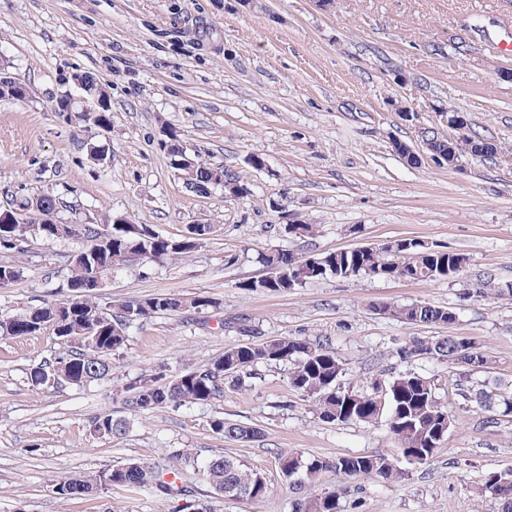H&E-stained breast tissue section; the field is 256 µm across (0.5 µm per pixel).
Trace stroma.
<instances>
[{
    "label": "stroma",
    "instance_id": "obj_1",
    "mask_svg": "<svg viewBox=\"0 0 512 512\" xmlns=\"http://www.w3.org/2000/svg\"><path fill=\"white\" fill-rule=\"evenodd\" d=\"M512 0H0V55L29 86L25 101L0 100V210L38 194L59 198L62 218L124 216L175 236L209 221L214 230L186 261L137 262L109 276L107 302L147 295L203 294L202 310L166 312L133 324L112 358L109 380L39 387L30 373L65 351L51 331L0 336V512H293L295 502L333 490L327 472L297 484L278 466L283 452L332 459L389 453L385 420L323 423L295 393L290 363L261 365L223 398L131 412L123 386L161 372L173 377L225 349L303 336L345 360L342 383L364 387L408 370L435 379L453 418L434 456L400 483L367 475L350 482L343 512H499L479 493L488 473L512 470V414L486 413L457 388L512 391V67L491 46ZM89 72L111 98L99 131L54 112L52 101ZM406 78L397 84L396 75ZM495 141L492 156L463 155L451 167L408 165L394 141L422 144L424 130L451 136L448 110ZM175 131L198 161L223 166L249 194L186 189L165 148ZM97 145L103 160L90 158ZM261 155L262 168L249 163ZM313 224L296 237L290 216ZM397 238L464 253L465 269L434 282L328 275L285 292L248 291L262 256H308ZM78 240L35 241L22 277L0 288V315L68 299V259ZM450 308V325L408 326L375 314L376 302ZM476 339L489 362L459 368L400 360L415 336ZM127 420L125 435L97 438L94 417ZM223 417L261 429L249 443L225 440ZM224 455L260 472L267 495L214 494L207 463ZM137 460L173 471L190 495L160 498L115 487L60 498L56 482Z\"/></svg>",
    "mask_w": 512,
    "mask_h": 512
}]
</instances>
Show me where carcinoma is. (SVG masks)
<instances>
[{
    "mask_svg": "<svg viewBox=\"0 0 512 512\" xmlns=\"http://www.w3.org/2000/svg\"><path fill=\"white\" fill-rule=\"evenodd\" d=\"M224 176V168L205 165L186 174L193 192L203 194L202 188L213 178ZM32 207L21 224L0 225V248L22 255L32 240L84 241L82 248L69 258L70 275L67 288L75 292L71 299L49 302L35 307L5 322L0 317V334L25 336L51 329L52 333L69 344L66 355L50 364H43L32 373V379L48 383L43 373L59 371L57 382L85 384L103 380L112 365V355L126 346L128 329L137 320L155 314L175 312L186 308H202L211 300L201 294H156L119 304L106 303L96 291L77 290L89 282L93 268L106 277L129 264L128 255L138 254L142 260L187 259L202 247L206 238L192 243L179 236H163L141 225L139 231L120 230L110 216L102 221L82 220L74 223L58 219L56 224H41L45 215L59 214L57 199L49 194L31 198ZM464 254L435 244L427 246L416 239L400 238L381 244L362 246L353 251H328L315 255V263L286 251L274 250L262 256L267 270L264 278L242 284L254 291L262 288L271 292H286L303 283L330 273L339 278L361 275L393 278L413 282H433L450 278L460 268ZM374 309L410 326L450 324L456 316L448 308L425 303L399 305L382 302ZM460 348V355L451 360L467 366L488 364L486 353L478 342L464 337L444 336L438 339L412 338L396 349L399 358L408 360L434 359L448 361V347ZM288 361L293 364L288 374L290 387L303 397L315 401L320 420L328 424L373 423L386 415L388 431L394 440V453L347 455L329 460L305 457L297 452L279 455L281 473L301 482L315 483L327 471L349 480L373 474L387 484L398 483L409 475L408 466L421 465L432 458L448 436L452 422L448 409L429 378L417 372H401L382 381L387 389L383 407H378L374 389H364L341 383L344 359L328 348L310 342L304 336H285L268 341H253L224 351L213 362L180 373L169 379L163 375L141 380L123 389V401L139 414L152 413L169 404H203L224 396L227 376L237 384L259 365ZM464 399L475 398L487 411L512 413V397H496L488 391L462 393ZM126 422L110 415L95 418L91 431L100 437L120 436ZM214 433L230 441L250 442L261 437V430L217 417L211 421ZM167 472L140 462H127L99 470L80 480L83 490H70V482L55 484L56 493L64 498L94 494L105 487L117 486L129 491L148 488L168 498L183 495L185 487L166 478ZM207 479L216 494L228 499H258L267 493L265 478L236 458L218 456L207 465ZM493 496L500 512H512V474L491 472L477 487ZM340 492L328 491L296 503L295 512H338Z\"/></svg>",
    "mask_w": 512,
    "mask_h": 512,
    "instance_id": "carcinoma-1",
    "label": "carcinoma"
}]
</instances>
